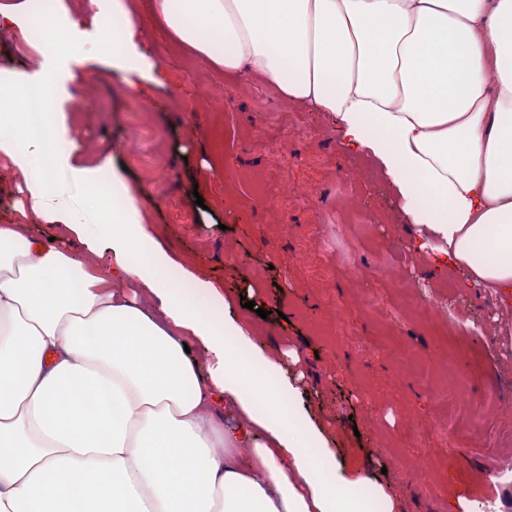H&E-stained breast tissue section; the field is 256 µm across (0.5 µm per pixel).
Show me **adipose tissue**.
I'll use <instances>...</instances> for the list:
<instances>
[{
    "mask_svg": "<svg viewBox=\"0 0 512 512\" xmlns=\"http://www.w3.org/2000/svg\"><path fill=\"white\" fill-rule=\"evenodd\" d=\"M151 7L203 62L261 74L283 98L332 113L377 159L424 248L476 287L512 289V0ZM112 15L117 67L153 68L136 50L133 0H112ZM14 105L0 87V153L21 139L42 172L27 184L29 211L82 233L78 215L46 203L70 137L52 117L30 132ZM83 243L78 253L0 224V512H365L336 494L277 400L253 414L254 382L226 342L244 323L168 287L121 175L111 217ZM135 252L146 263L132 264ZM131 282L153 306L121 291ZM231 408L236 429H201L204 411Z\"/></svg>",
    "mask_w": 512,
    "mask_h": 512,
    "instance_id": "obj_1",
    "label": "adipose tissue"
}]
</instances>
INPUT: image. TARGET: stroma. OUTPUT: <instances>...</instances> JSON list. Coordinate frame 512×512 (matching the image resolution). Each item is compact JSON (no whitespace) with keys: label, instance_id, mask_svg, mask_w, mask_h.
Masks as SVG:
<instances>
[{"label":"stroma","instance_id":"obj_1","mask_svg":"<svg viewBox=\"0 0 512 512\" xmlns=\"http://www.w3.org/2000/svg\"><path fill=\"white\" fill-rule=\"evenodd\" d=\"M53 3V28L73 46L58 59L43 56L29 26L0 28V78L18 90L50 80L57 119L74 136L50 205L95 228L111 204L96 187L121 173L169 271L200 307L203 280L248 318L242 362L284 389L285 412L319 434L313 461L358 480L368 512L382 491L394 512H448L453 500L465 512H512V486L494 477L498 457L512 454V305L419 251L395 189L330 113L201 63L168 38L150 0L140 3L138 49L159 69L116 70L107 50L82 58L112 0ZM137 104L149 108L146 158L126 143ZM38 175L0 155V224L80 249L63 225L18 211L20 187ZM178 204L186 222L173 219ZM433 305L445 314L424 319ZM453 385L466 393L460 404L432 394Z\"/></svg>","mask_w":512,"mask_h":512}]
</instances>
